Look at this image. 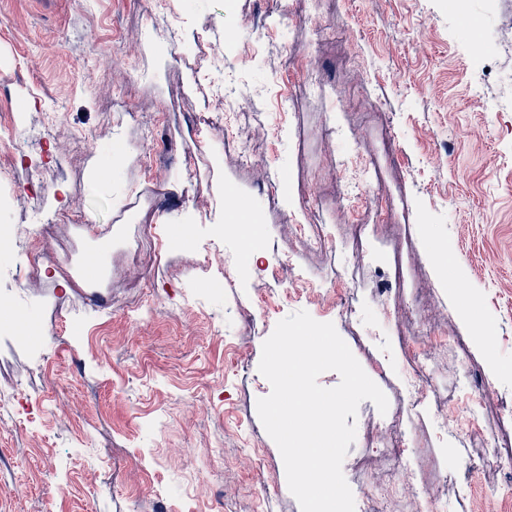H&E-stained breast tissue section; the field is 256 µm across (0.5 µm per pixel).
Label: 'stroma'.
I'll return each instance as SVG.
<instances>
[{"instance_id": "35a3bbf8", "label": "stroma", "mask_w": 512, "mask_h": 512, "mask_svg": "<svg viewBox=\"0 0 512 512\" xmlns=\"http://www.w3.org/2000/svg\"><path fill=\"white\" fill-rule=\"evenodd\" d=\"M487 10L0 0V512H300L256 407L299 310L388 398L358 408L355 512H483L512 468V108L484 78L512 73V0ZM387 448L420 496L381 501Z\"/></svg>"}]
</instances>
